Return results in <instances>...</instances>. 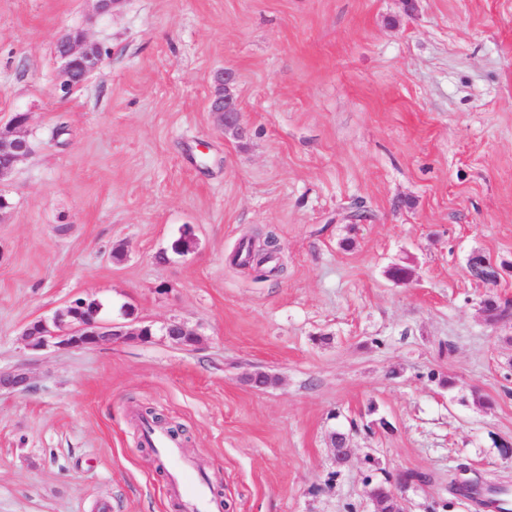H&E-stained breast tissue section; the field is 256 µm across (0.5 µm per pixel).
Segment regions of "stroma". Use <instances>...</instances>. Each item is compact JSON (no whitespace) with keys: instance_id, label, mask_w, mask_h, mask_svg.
<instances>
[{"instance_id":"obj_1","label":"stroma","mask_w":512,"mask_h":512,"mask_svg":"<svg viewBox=\"0 0 512 512\" xmlns=\"http://www.w3.org/2000/svg\"><path fill=\"white\" fill-rule=\"evenodd\" d=\"M75 30L104 62L65 93ZM227 68L243 138L209 110ZM17 112L0 370L32 389L0 391V512H180L145 408L185 426L217 512H374L372 485L486 512L450 492L462 467L512 489V321L483 308L512 305V0H0V127ZM270 233L280 273L233 265ZM77 297L200 342L28 351ZM162 338L168 343L178 347H191L198 343L199 333L195 328L189 327L184 321L169 320L160 327Z\"/></svg>"}]
</instances>
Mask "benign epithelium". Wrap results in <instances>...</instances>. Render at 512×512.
<instances>
[{
  "label": "benign epithelium",
  "instance_id": "1",
  "mask_svg": "<svg viewBox=\"0 0 512 512\" xmlns=\"http://www.w3.org/2000/svg\"><path fill=\"white\" fill-rule=\"evenodd\" d=\"M56 50L61 62L60 88L64 90L84 83L103 63L101 47L90 41L83 32L76 36L70 33L64 35L56 42ZM235 82V71L224 70L222 88L211 99V110L219 115L225 129L234 131L242 138L247 135V127L242 123L239 103L232 93ZM27 123L28 115L17 113L7 127L0 128V159L7 160L6 166H0V180L7 177L31 153ZM82 308L83 300L77 298L53 317L30 322L23 331L26 348L33 353L50 348L81 350L154 336L149 326L114 324L101 319L98 313L90 317L73 318V313ZM160 332L165 341L178 347H191L199 341L197 330L180 320L163 323ZM30 388L31 379L27 373L0 371V390L25 393Z\"/></svg>",
  "mask_w": 512,
  "mask_h": 512
}]
</instances>
